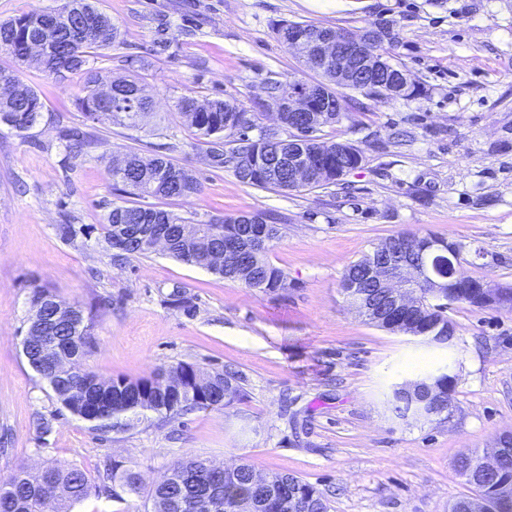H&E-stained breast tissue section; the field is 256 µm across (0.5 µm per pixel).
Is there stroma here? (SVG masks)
<instances>
[{
	"label": "stroma",
	"instance_id": "obj_1",
	"mask_svg": "<svg viewBox=\"0 0 512 512\" xmlns=\"http://www.w3.org/2000/svg\"><path fill=\"white\" fill-rule=\"evenodd\" d=\"M119 30L94 66L103 83L139 76L153 110L137 129L100 119L87 153H67L65 127L85 126L78 76L37 64L22 78L44 104L19 137L0 126V483L20 467L110 463L141 476L118 498L90 494L73 512H152L153 486L182 458L244 462L326 492L329 512H448L467 487L456 459L512 434V309L458 304L453 347L382 330L341 290L346 269L386 239L434 234L462 245L465 275L512 288V0H96ZM391 21L392 63L422 96H353L326 141L363 161L338 185L281 191L211 167L175 110L184 96L233 98L269 126V80H321L277 38L285 21L355 31ZM202 191L139 204L189 221L274 215L268 258L284 292L261 293L165 252L112 264L98 245L112 204L113 157L159 146ZM90 235L70 243L64 222ZM43 287L92 308L95 344L81 365L106 379L147 377L180 362L234 371L241 392L221 409L150 413L102 434L61 408L22 353L29 296ZM181 293L191 311L174 306ZM447 366L451 413L402 425L392 385Z\"/></svg>",
	"mask_w": 512,
	"mask_h": 512
}]
</instances>
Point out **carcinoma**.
I'll list each match as a JSON object with an SVG mask.
<instances>
[{"instance_id": "carcinoma-1", "label": "carcinoma", "mask_w": 512, "mask_h": 512, "mask_svg": "<svg viewBox=\"0 0 512 512\" xmlns=\"http://www.w3.org/2000/svg\"><path fill=\"white\" fill-rule=\"evenodd\" d=\"M303 29L299 22H285L276 34L287 48L302 54L298 36ZM118 28L111 18L100 11L94 0H64L61 7L40 10L0 23V48L9 51L18 62L16 68H0V80L8 79L22 84V90L10 97L0 96V125L19 136H25L41 117L44 103L37 92L23 83L20 66L36 62L52 73L68 72L83 78V95L76 99V108L86 118L96 121L99 115L108 117L111 124L128 129L137 128L151 111V99L144 85L136 78L126 80L127 91L137 95L132 106L112 100V107L102 105L101 88L97 74L88 68L90 59L112 46ZM43 39L44 56L33 57L22 50L29 40ZM177 112L194 130L197 145L206 150L222 141L225 132L234 135L228 146L216 155L215 168H229L241 183L261 188L284 191L314 189L334 185L340 181L336 171L356 168L362 161L360 151L350 142H327L319 130L306 136L293 133L276 142L266 140V129L257 124L255 113L235 100L198 99L183 97L176 105ZM256 130L258 135L249 136ZM61 140L67 151L87 152L95 144V135L80 127L62 132ZM344 153L336 155V146ZM295 148L298 154L319 163L312 180L295 184L286 179L268 181L263 178L265 162L277 149ZM112 182L122 186L129 195H148L157 198H191L201 193V184L193 172L173 163L168 156L142 155L130 151L124 155V165L111 168ZM145 218L162 226L173 244L168 253L173 258L197 266L205 257L211 239L241 238L242 226L238 218L226 217L218 222H204V238L181 234V226L188 220L177 213L141 205L112 204L100 227L99 241L110 252L111 261L146 256L153 252L147 242L122 239L115 225L128 218ZM280 237V225L269 224L264 243L254 249H242L239 262L215 273L227 280L239 282L260 292H274L288 288L284 272L271 264L267 253ZM391 240L407 247L413 258H422L431 264L443 266L453 263L455 276L443 287L445 296L413 311L402 313L407 328L429 338L435 328L453 326L448 319L449 306L457 303L483 309L500 306L502 294L512 289H501L490 283L460 272L461 256L448 259L447 239L428 234H399ZM28 317L29 340L23 345V354L30 367L50 386L63 408L92 424V429L112 432L124 429L130 417L148 412L165 419L189 411L220 409L226 399L240 393L238 376L232 372L204 375L193 364L180 362L160 369L153 376L137 380L117 378L106 380L96 371L73 370L71 366L90 352L94 336L92 313L79 304H68L51 291L36 287L31 292ZM455 377L441 373L430 380V388L441 405L440 411L450 413V393ZM412 398L398 394L388 401V410L394 417L404 414ZM482 455L475 453L462 457L457 469L469 493L461 496L450 512H472L474 502H482L496 512L500 487L512 486V457L506 456L500 467L491 474L481 469ZM254 469L246 463L217 467L206 459L178 460L168 469L151 493L153 512H252L253 496L258 487L253 481ZM273 490L288 487L291 500H283L277 512H329L328 500L315 486L290 474L258 475ZM107 479L122 486L134 487L138 474L114 464L108 468ZM111 494V487L93 486L86 471L76 465H50L33 471L27 467L16 470L11 480L0 484V512H71V508L90 493Z\"/></svg>"}]
</instances>
